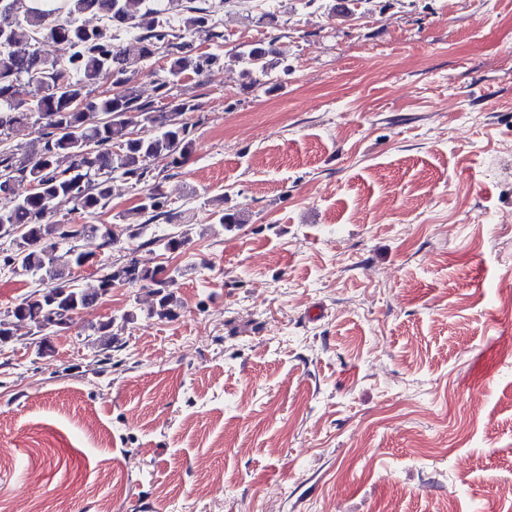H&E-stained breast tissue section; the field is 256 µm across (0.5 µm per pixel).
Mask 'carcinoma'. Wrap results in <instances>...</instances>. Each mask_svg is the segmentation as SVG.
Returning a JSON list of instances; mask_svg holds the SVG:
<instances>
[{
	"instance_id": "obj_1",
	"label": "carcinoma",
	"mask_w": 512,
	"mask_h": 512,
	"mask_svg": "<svg viewBox=\"0 0 512 512\" xmlns=\"http://www.w3.org/2000/svg\"><path fill=\"white\" fill-rule=\"evenodd\" d=\"M223 6L224 0L206 7L190 6L175 25L161 8V0H60V5L47 9H31L25 0H0V138L23 135L36 124L43 138L33 158L0 155L1 194L13 193L16 179L38 186V192L15 197L10 207L0 209V237L17 234L21 239L18 248L0 255V263L17 264L52 282L37 297L15 306L7 318H0V344L11 339L13 321H30L38 328L53 322L67 324L116 284L149 290L156 299V314L172 315L177 302L171 287L183 275L179 269L167 272L161 266L130 261L113 267L101 277L97 291L89 293L75 287L66 273L90 261L92 254L63 245L97 233L111 244L132 227L140 235H149L147 243L167 252L189 243L182 233L158 236L151 226L161 219L167 224L191 223L189 209L172 205L154 170L158 160L167 161L171 168L187 160L192 141L184 114L195 111L196 105L181 100L171 110L158 112L140 101L132 79L139 64L160 49L167 57L165 77L157 85L163 96L187 72L201 74L216 64L218 55H192L182 39L201 32L220 38L213 31L212 16ZM88 12L100 14L102 25H83L80 18ZM119 28L141 30L138 55H130L116 42L112 31ZM24 39L31 45L21 47ZM48 40L67 44L69 57L58 60L41 54L36 45ZM273 45L271 40L237 52L250 84L259 83V75L269 76ZM109 78L119 83L120 92L90 98L91 88ZM20 82L29 86L27 106L14 101V88ZM117 177L143 186V200L118 213L119 223L111 229L50 221L61 203L88 214L105 208ZM213 216L215 223L229 228L247 223L239 211L221 209Z\"/></svg>"
}]
</instances>
